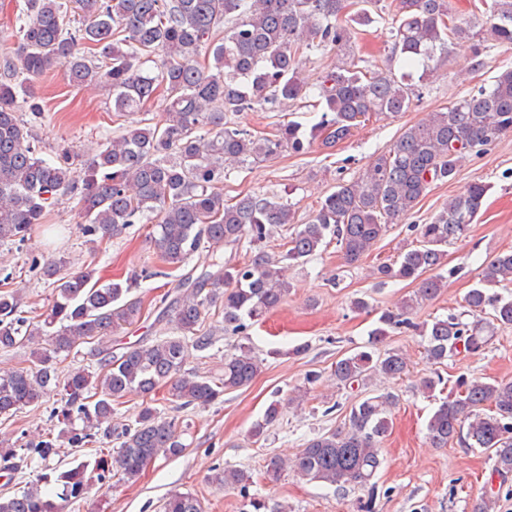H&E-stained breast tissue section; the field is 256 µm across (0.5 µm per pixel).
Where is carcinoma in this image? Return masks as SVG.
<instances>
[{"label":"carcinoma","mask_w":512,"mask_h":512,"mask_svg":"<svg viewBox=\"0 0 512 512\" xmlns=\"http://www.w3.org/2000/svg\"><path fill=\"white\" fill-rule=\"evenodd\" d=\"M384 19L380 0H26L18 18L17 47L5 60L0 82V243L26 240L46 224L61 196L78 198L83 230L117 237L131 224H149L153 249L178 268L200 249L210 260L200 274L184 279L159 314L174 335L139 342L116 353L98 348L100 371L74 368L59 376V358L78 345L107 336L142 316L133 295L139 276L102 282L86 268L63 273L66 261L52 259L43 276L53 298L40 319L22 315V297L0 292V349L29 347L32 365L0 376V416L39 405L50 386L62 388L52 430L20 445L0 440V472L14 476L32 466L36 478L12 496H0V512H69L85 498L92 476L103 481L117 465L122 479L136 482L157 457L185 450L175 422L145 403L132 425L117 433L116 454L63 465L61 448H82L98 437H112L113 404L130 392L145 397L165 388L182 407L207 406L231 389L249 385L263 360L245 343L224 357V372L211 379L185 370L190 350L211 344L199 333L209 308L223 305L224 328L242 337L249 325L278 307L288 295V262L307 263L320 254L328 236L336 238L347 260L367 254L391 224L405 220L437 181L454 179L467 155L512 133V68L488 90L468 94L404 129L388 152L365 173L340 182L298 225L281 255L263 244L278 227L293 223L289 204L272 194L224 199L231 168L288 150L303 154L314 144L328 150L348 140L379 113L408 111L417 89L408 71L475 39L512 45V0H493L484 28L474 31L456 21L449 0H400L391 15L394 51L406 71L369 70L350 60L325 71L311 86L299 77L303 57L352 47L356 26ZM224 28V36L217 34ZM65 67L72 83L112 89L117 116L144 111L159 95L168 100L164 119L141 120L90 154L68 151L55 161L40 157L30 141L23 112H43L34 81L49 67ZM310 99L320 121L310 127L288 122L270 136H256L227 119L240 112H274ZM490 185L472 182L426 224H411L413 241L393 263L376 268L379 278L418 282L414 296L383 312L371 331V344L389 332L413 325L423 300L446 283L448 245L466 236ZM247 241L251 260L229 265L224 247ZM512 283V250L482 268L476 287L465 296L470 313L492 310V321L512 326V298L493 288ZM489 327L456 317L435 319L421 328L426 354L437 364L462 352L477 355L489 344ZM407 357L397 349L356 351L336 360L331 376L339 387L368 385L381 375L399 379ZM392 393L366 392L350 404L344 425L310 439L291 463L270 459L266 474L277 480L290 469L301 479L342 489L367 491L358 512H373L380 495L374 479L382 465V443L391 425ZM272 402L253 427L260 436L279 420ZM430 444L453 441L483 448L492 476L504 486L512 479V381L486 383L461 377L433 411L426 425ZM221 487H245L250 475L226 468L211 477ZM164 512H202L190 493L174 492Z\"/></svg>","instance_id":"cac0c4a2"}]
</instances>
